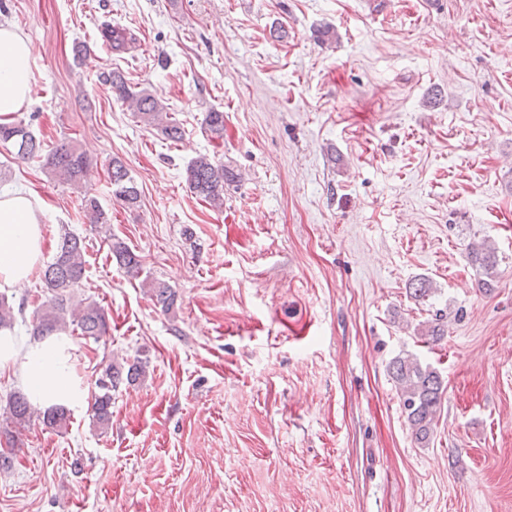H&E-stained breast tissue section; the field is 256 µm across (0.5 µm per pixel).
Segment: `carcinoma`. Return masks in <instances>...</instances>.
Instances as JSON below:
<instances>
[{"label": "carcinoma", "mask_w": 512, "mask_h": 512, "mask_svg": "<svg viewBox=\"0 0 512 512\" xmlns=\"http://www.w3.org/2000/svg\"><path fill=\"white\" fill-rule=\"evenodd\" d=\"M106 81L110 84L116 99L126 104L146 124L154 126L167 138L177 140L182 137L180 126L171 119L163 101L146 92L136 93L127 84L123 72L117 70L108 73ZM204 122L211 137L224 138V112L212 109L206 113ZM0 143L9 144L17 159L29 162L37 161L60 183L79 187L93 169L91 159L80 151L73 142L63 140L49 150L43 149L29 125L23 121L0 123ZM110 180L115 195L125 205L135 207L140 202L141 193L124 163L115 158L109 169ZM237 179V174L202 155L194 159L186 169V183L190 192L207 200L212 207H224V185ZM81 209L92 224H106L108 217L97 200L83 198ZM110 252L117 264L136 278L141 271L139 256L123 241L111 238ZM86 245L80 237L67 233L62 237L59 250L51 262L42 271L43 287L51 298L42 307L32 329V336H52L59 331L72 327L79 335L95 340L108 334V315L96 302H76L74 289L81 286L86 273ZM467 258L472 266L483 275L481 288L489 290L497 277L495 251L486 242H471L467 246ZM156 304L165 312L176 303V294L171 286L159 279L144 282ZM447 315L437 311L432 319L418 325L417 335L426 343L441 340L445 333ZM388 371L398 385V397L402 412L406 416L414 442L425 447L429 445L440 417L441 405L446 386L440 374L429 364L422 363L411 353H402L394 357L388 365ZM145 373V364L136 359L124 368L113 362L107 364L96 381L98 393L92 404V417L96 424L105 427L112 419V390L122 383L132 384ZM42 421L52 429H61L69 418L63 407H52L43 411L35 408L23 395H12L3 412L5 434L10 448L17 447L14 432L31 423L33 419Z\"/></svg>", "instance_id": "1"}]
</instances>
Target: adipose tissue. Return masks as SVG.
<instances>
[{"mask_svg": "<svg viewBox=\"0 0 512 512\" xmlns=\"http://www.w3.org/2000/svg\"><path fill=\"white\" fill-rule=\"evenodd\" d=\"M31 41L0 23V116L9 117L30 100ZM41 211L31 193L0 194V292L14 291L35 274L42 254ZM77 348L64 335L39 340L0 329V371L12 372L33 405L76 409L88 389L75 371Z\"/></svg>", "mask_w": 512, "mask_h": 512, "instance_id": "1", "label": "adipose tissue"}]
</instances>
